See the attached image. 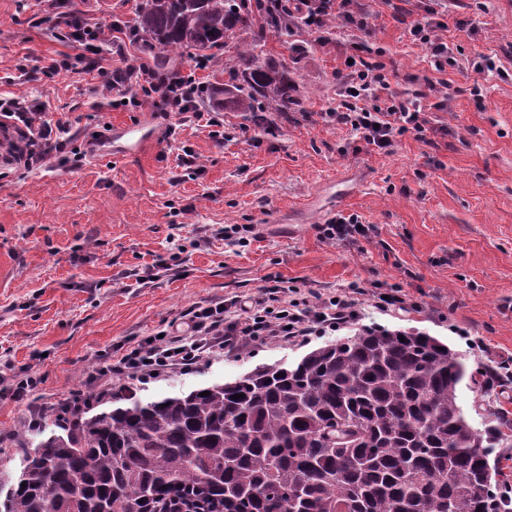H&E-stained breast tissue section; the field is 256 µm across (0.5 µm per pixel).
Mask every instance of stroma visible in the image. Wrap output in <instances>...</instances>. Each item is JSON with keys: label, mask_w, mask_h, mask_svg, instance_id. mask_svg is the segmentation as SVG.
Instances as JSON below:
<instances>
[{"label": "stroma", "mask_w": 512, "mask_h": 512, "mask_svg": "<svg viewBox=\"0 0 512 512\" xmlns=\"http://www.w3.org/2000/svg\"><path fill=\"white\" fill-rule=\"evenodd\" d=\"M140 0H60L55 17L74 15L109 30L104 66L126 67L144 56L113 22L135 26ZM471 28H449L456 67L448 79L460 92L433 113L426 139L408 134L393 152L354 151L349 128L326 124L337 102L344 55L340 44L317 42L305 30L267 31L259 61L288 64L303 109L271 114L272 131L241 113L224 115L227 141L194 120L109 106L94 74L47 78L37 63L84 48L55 39L43 0H0V95L26 94L47 106L50 124L68 125L82 146L93 132L121 121L146 120L156 140L135 157L73 164L57 153L48 166L22 173L0 153V489L22 468L21 447L35 446L43 420L74 398L90 409L112 408L131 390L145 401L234 381L255 367L295 364L308 352L362 327L416 328L448 344L468 370L512 358V0H465ZM391 91L431 94L436 75L423 45L413 43L387 0H361ZM498 57L506 77H484L483 103L465 89L470 59ZM200 54L176 57L195 73L200 108H215L236 59L217 51L206 68ZM26 69L25 80L7 76ZM191 151L199 169L178 167ZM355 213L367 236L329 242L317 227L335 213ZM252 225L247 246H228L220 228ZM327 295L351 282L368 291L355 324L306 344L254 342L235 355L208 357L156 379L91 384L98 368L156 332L179 325L191 306L257 298L268 276ZM401 290L407 308L383 311L376 296ZM38 384L27 401L11 396L27 377ZM469 421L484 427L496 412L512 419V386L460 385Z\"/></svg>", "instance_id": "obj_1"}]
</instances>
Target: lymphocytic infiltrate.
<instances>
[{
  "instance_id": "1",
  "label": "lymphocytic infiltrate",
  "mask_w": 512,
  "mask_h": 512,
  "mask_svg": "<svg viewBox=\"0 0 512 512\" xmlns=\"http://www.w3.org/2000/svg\"><path fill=\"white\" fill-rule=\"evenodd\" d=\"M458 3L459 0H447L438 20L414 18L403 10L394 15L412 41L427 49L431 67L438 75L434 101L392 93L382 66L362 56L350 63L349 74L340 81L336 108L323 113L324 122L349 127L356 142L366 151L380 154L391 153L398 139L406 134L423 138L429 113L448 107L446 75L457 64L443 33L451 25L463 29L471 24L470 19L458 17ZM271 4L288 22L321 33L329 34L336 29L364 32L370 25L359 0H271ZM57 37L93 45L96 57L89 69L99 79L98 92L111 97L113 106L128 104L140 109L151 104L164 112L199 116L203 86L195 75L165 72L146 61L107 69L99 59L108 43L104 31L77 17L65 20ZM44 115L43 105L28 96L0 98L1 117L37 133L20 151L28 170L51 151H64L70 141L67 127L51 128ZM365 293L363 285L351 283L324 296L303 291L278 278L273 285L265 287L262 298L248 305L238 302L232 306L222 303L193 306L188 311L189 333L151 337L113 360L102 373L112 377H146L155 371L186 369L203 357L235 352L259 340L306 343L311 337L352 324L359 315L360 298Z\"/></svg>"
}]
</instances>
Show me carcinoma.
Instances as JSON below:
<instances>
[{"instance_id": "cac0c4a2", "label": "carcinoma", "mask_w": 512, "mask_h": 512, "mask_svg": "<svg viewBox=\"0 0 512 512\" xmlns=\"http://www.w3.org/2000/svg\"><path fill=\"white\" fill-rule=\"evenodd\" d=\"M272 26L288 32L249 0H143L136 24L160 65L251 31L224 109L258 126L262 113L298 104L286 63H256ZM466 378L476 374L428 333L367 328L229 383L150 401L117 395L110 411L55 419L0 512H181L191 491L206 512H507L485 477L512 422L474 427L458 402ZM349 427L367 441L344 446Z\"/></svg>"}]
</instances>
